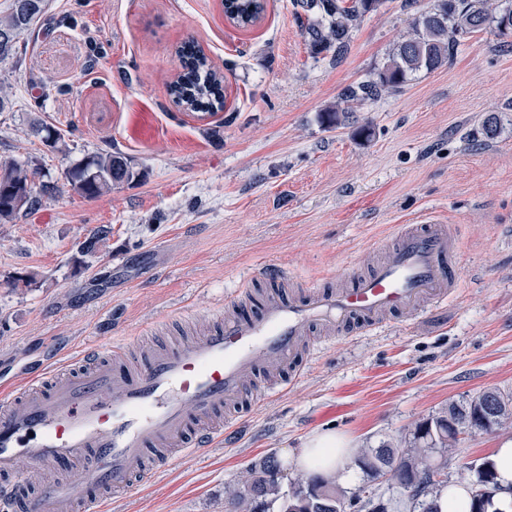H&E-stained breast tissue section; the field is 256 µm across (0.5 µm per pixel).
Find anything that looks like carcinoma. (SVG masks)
<instances>
[{
  "mask_svg": "<svg viewBox=\"0 0 512 512\" xmlns=\"http://www.w3.org/2000/svg\"><path fill=\"white\" fill-rule=\"evenodd\" d=\"M28 0H12L9 13L0 17L1 25L14 28V42L0 47V60L16 54L23 36L32 32L22 19ZM382 0H305V7L321 18L308 28L311 45L321 51L340 54L347 49L350 34L358 20L377 9ZM265 10L263 0H224V14L238 27L253 25ZM494 23L502 35L512 33V9L492 14L466 0H436L434 7L419 14L410 33L398 42L388 62L374 80L346 87L341 101L347 108L393 91L420 71H433L454 54L459 38L479 32ZM181 71L168 86L173 103L190 112L212 114L224 108V75L212 66L203 49L188 45L179 52ZM31 133L56 147L61 132L46 123H35ZM34 173L13 164H0V222H7L38 203V194H52L54 184L35 186ZM134 177L131 160L120 151L89 156L70 168L65 179L79 195L94 199L112 186ZM512 426V399L487 389L466 403H451L448 410L415 429L414 440L430 449H450L462 432H489ZM363 471L386 479L401 495H408L419 512H439L426 489L435 484V471L425 459H415L396 448H366L357 459ZM466 469L475 481H484L485 492L473 497L470 512H488L496 492L494 464L485 460ZM280 465L273 456L248 466L244 493L233 494L236 512H350L355 497L347 498L328 477L315 473L290 491L279 482Z\"/></svg>",
  "mask_w": 512,
  "mask_h": 512,
  "instance_id": "carcinoma-1",
  "label": "carcinoma"
}]
</instances>
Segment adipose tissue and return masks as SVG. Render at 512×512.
Here are the masks:
<instances>
[{
	"mask_svg": "<svg viewBox=\"0 0 512 512\" xmlns=\"http://www.w3.org/2000/svg\"><path fill=\"white\" fill-rule=\"evenodd\" d=\"M352 455V446L346 436L324 431L310 436L303 448L287 453L286 458L292 461L299 471H318L347 485L355 478L351 466ZM493 462L498 489L489 512H512V439L500 441Z\"/></svg>",
	"mask_w": 512,
	"mask_h": 512,
	"instance_id": "ef3b65f1",
	"label": "adipose tissue"
}]
</instances>
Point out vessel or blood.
<instances>
[{"mask_svg": "<svg viewBox=\"0 0 512 512\" xmlns=\"http://www.w3.org/2000/svg\"><path fill=\"white\" fill-rule=\"evenodd\" d=\"M455 255L450 227L427 219L399 227L364 275L297 292L271 266L265 293L226 297L218 329L155 344L106 328L73 361L56 356L0 378V512H107L114 495L153 483L181 456L223 446L249 416L253 392H286L311 334L343 338L442 304L458 286ZM274 361L288 374L269 382ZM21 460L64 474L35 492Z\"/></svg>", "mask_w": 512, "mask_h": 512, "instance_id": "vessel-or-blood-1", "label": "vessel or blood"}]
</instances>
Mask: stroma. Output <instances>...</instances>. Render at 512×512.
Instances as JSON below:
<instances>
[{"instance_id": "obj_1", "label": "stroma", "mask_w": 512, "mask_h": 512, "mask_svg": "<svg viewBox=\"0 0 512 512\" xmlns=\"http://www.w3.org/2000/svg\"><path fill=\"white\" fill-rule=\"evenodd\" d=\"M435 0H383L342 56L311 45L301 0H265L230 23L221 0H49L48 25L0 61V163L61 191L0 223V373L22 375L49 345L74 349L105 318L156 342L193 336L248 274L278 265L300 287L368 271L398 226L428 213L459 242L446 306L323 343L302 377L258 399L232 440L186 455L114 512H230L245 469L333 430L355 449L409 448L418 424L494 388L512 397V46L495 28L461 38L442 67L331 123L345 87L375 77ZM197 42L224 75V107H177V51ZM155 117L142 142L137 113ZM497 117L495 136L488 118ZM58 127L59 147L30 132ZM120 150L135 176L95 199L65 172ZM107 227L94 251L80 246ZM512 427L463 433L429 452L449 481L492 456Z\"/></svg>"}]
</instances>
